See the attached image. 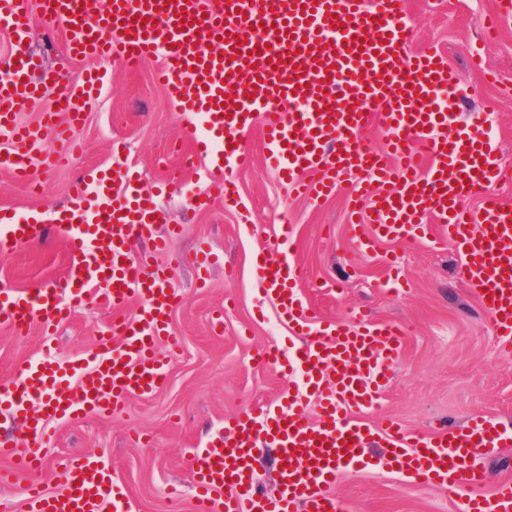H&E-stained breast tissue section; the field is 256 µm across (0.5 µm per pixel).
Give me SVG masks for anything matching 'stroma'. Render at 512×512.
I'll return each mask as SVG.
<instances>
[{
    "instance_id": "obj_1",
    "label": "stroma",
    "mask_w": 512,
    "mask_h": 512,
    "mask_svg": "<svg viewBox=\"0 0 512 512\" xmlns=\"http://www.w3.org/2000/svg\"><path fill=\"white\" fill-rule=\"evenodd\" d=\"M501 0H405L410 51L432 49L459 72L466 98L450 104L455 121L485 117L499 145L506 173L497 198L512 205V26L486 37L484 20ZM67 33L31 12L24 50L44 70L66 69L71 81L85 70L107 83L88 103L77 130L80 152L68 164L38 174V189L0 169V210L48 220L71 201L72 182L85 171L128 168L152 190L161 216L157 233L168 236L166 252L138 245L145 271L165 270L179 295L171 319L182 336L181 351L168 363L164 384L148 395L127 398L118 418L87 414L49 425L42 448L47 491L67 490L64 463L85 457L112 475L114 497L127 512H195L192 468L197 448L224 431L226 417L279 402L302 378L257 362L269 346L291 352L293 338L262 292L253 264L276 239L279 225L295 229L292 257L308 273L304 291L325 317L346 323L392 321L403 325L398 363L364 421L392 419L411 433H443L487 416L512 422V360L505 357L471 285L454 273L453 250L435 248L440 227L424 216L417 235L379 240L363 248L347 232L352 182L320 202L296 197L267 164L259 125L240 134L252 156L236 171L239 201L225 207L207 196V162L192 160L180 110L154 79L156 61L135 69L118 59L65 61ZM479 52L498 81L489 85L470 65ZM180 226L169 237V226ZM209 241L215 267L205 285L195 283L187 261L197 241ZM66 248L55 234L0 254V289L31 288L60 276ZM138 301L115 312L99 305L75 309L55 336L39 326L24 335L0 326V383L16 378L24 361L40 358L46 344L60 356L93 350L112 322L133 319ZM182 492L172 506L170 487ZM349 512H460L461 501L440 487L409 481L389 469L339 470L331 488Z\"/></svg>"
}]
</instances>
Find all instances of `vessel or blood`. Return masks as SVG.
<instances>
[{
  "instance_id": "1",
  "label": "vessel or blood",
  "mask_w": 512,
  "mask_h": 512,
  "mask_svg": "<svg viewBox=\"0 0 512 512\" xmlns=\"http://www.w3.org/2000/svg\"><path fill=\"white\" fill-rule=\"evenodd\" d=\"M33 2L43 18L68 30L69 58L115 54L130 68L160 59L154 78L181 109L195 153L208 156L211 188L225 205L237 202L234 171L250 162L237 135L256 122L267 162L296 195L316 200L358 175L369 209L352 212L350 222L368 221L375 237L408 238L422 216H433L441 225L437 245L457 251L459 279L473 285L502 350L512 354V208L495 194L502 179L496 145L481 119L439 136L448 103L464 88L442 55L409 53L405 0H106L94 14L88 0H0V24L16 39L27 34ZM37 66L20 48L0 62V133L13 144L0 154V168L23 183L35 176L41 134L18 121L19 109L44 87L55 89L57 107L42 115L54 145L40 165L53 168L77 151L74 132L104 80L95 71L77 83L49 72L38 85L28 79ZM372 124L387 133L398 164L367 143ZM314 170L318 179L305 181ZM474 195L483 198L476 212L465 205ZM155 214L133 172L84 174L56 218L69 259L65 273L33 291L0 289V324L19 334L37 323L54 335L77 306L100 302L119 310L130 298L140 301L135 321L113 323L111 344L91 357L63 358L49 345L40 362L18 367L15 382L0 384V409L26 416L24 433L0 438V458L14 470L42 469L47 420L116 415L129 395L158 388L166 361L157 346L166 343L173 353L181 338L171 328L177 295L167 275L145 274L136 257L138 243L157 251L167 245L155 234ZM44 231L9 217L0 225V251ZM293 244L292 226L282 225L254 273L298 344L293 357L266 348L259 360L285 370L301 366L304 385L275 405L225 420L223 435L197 449V512H345L330 492L337 471L369 466L463 495V512H512V481L482 492L486 471L475 463L512 447V429L486 417L441 435H408L390 419L379 431L358 422L397 364L404 331L395 323L354 328L321 319L302 290L305 270L288 258ZM191 263L206 280L214 265L209 242L197 244ZM263 436L280 452L279 489L270 496L253 466ZM379 438L385 454L369 455ZM65 474L62 495H47L35 482L22 486L30 512H107L113 505L106 471L77 458Z\"/></svg>"
}]
</instances>
